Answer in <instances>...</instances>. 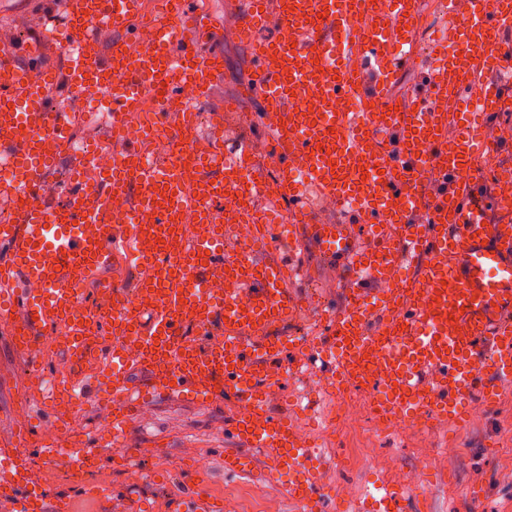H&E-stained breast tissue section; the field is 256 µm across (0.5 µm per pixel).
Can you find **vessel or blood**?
Wrapping results in <instances>:
<instances>
[{
  "instance_id": "1",
  "label": "vessel or blood",
  "mask_w": 512,
  "mask_h": 512,
  "mask_svg": "<svg viewBox=\"0 0 512 512\" xmlns=\"http://www.w3.org/2000/svg\"><path fill=\"white\" fill-rule=\"evenodd\" d=\"M140 2L65 0L62 75L43 62L40 44L0 47V163L13 172L0 183V211L11 216L0 224V323L18 351L64 331L61 350L79 368L61 381L31 362V382L47 388L44 412L0 428V512H78L74 500L45 495L35 464L65 465L78 483L99 461V446L136 463L127 439L153 389L233 399L225 424L239 448L225 454V473L249 472L253 452L262 451L270 478L288 476L297 512H339L321 484L314 443L270 408L271 388L293 378L285 359L306 355L307 370L325 368L334 388L377 390L376 414L391 426L419 404L443 425L463 427L473 399L495 407L512 383V225L488 221L489 210L512 206V193L477 168L487 148L481 130L512 112V97L489 84L468 109V73L458 64L459 52L477 43L479 72L512 73V44L501 39L512 28V0H472L469 17L437 47L435 65L408 98L393 87L410 65L420 0H390L386 12L371 0H238L255 87L264 113L277 118L269 146L281 173H302L284 182L285 197L299 199L310 186L341 200L348 217L323 224L303 207L297 226L262 223L260 237L287 242L284 259L224 247L265 195L252 167L254 142L240 139L230 152L216 143L204 156L188 148L196 117L186 92L204 98L224 72L223 57L206 48L208 17L196 0H157L153 24L163 45L135 52ZM266 25L275 37L258 39ZM94 28L113 34L110 49L91 39ZM341 59L352 61L350 71L337 68ZM158 88L164 95L152 124L174 146L168 170L150 163L143 132L130 126L144 94ZM78 92L106 107L123 151L98 176V146L88 145L72 163L75 201L52 205L47 173L68 146L61 104ZM173 110L181 126H169ZM374 112L382 118L372 124ZM452 120L462 124L453 140ZM187 167L198 174L189 187ZM117 193L128 195V210H113ZM423 209L426 224L416 221ZM309 241L352 272L347 305L325 312L333 338L326 348L283 331L303 306L289 280ZM116 261L137 271L135 287L106 275ZM400 266L420 268L421 284L404 288L388 277ZM219 322L217 344L210 329ZM136 375L148 378L149 390L133 388ZM91 376L101 380L103 430L68 434L58 446L45 427L65 425L62 400ZM424 495L420 485L387 486L369 512H409ZM183 496L187 512H224L192 477Z\"/></svg>"
}]
</instances>
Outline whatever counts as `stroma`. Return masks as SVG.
<instances>
[{"label":"stroma","mask_w":512,"mask_h":512,"mask_svg":"<svg viewBox=\"0 0 512 512\" xmlns=\"http://www.w3.org/2000/svg\"><path fill=\"white\" fill-rule=\"evenodd\" d=\"M424 8L428 20L416 59L394 85L400 96L407 95L432 69L435 58L431 44L435 36L448 34L453 24L441 0H424ZM206 11L213 24L208 48L223 55L224 73L211 93L196 103V110L203 114L219 110L225 100L234 99L240 111H260L261 98L241 93L251 77L253 62L250 45L235 31L237 15L229 9L228 0H207ZM62 17L59 11L46 16L41 0H0V22L8 23L12 39L42 44L48 58L60 69L65 66V56L50 22ZM196 131L200 140L221 141L228 151L244 136L261 146L267 141L260 121H252L244 129L231 116L225 117L222 130H215L203 118L198 120ZM300 264L307 276L293 279L294 290L300 296L342 306L343 270L310 245L301 251ZM29 364V359L0 337V413L13 414ZM230 409V403L221 399L192 402L160 394L148 401L129 441L138 448L159 445L158 455L143 459L142 465L164 473L166 481L138 482L127 468L114 464L110 449L104 448L96 473L108 485L109 499L131 493L146 499L153 512H181L182 469L189 460L203 454L210 458L211 469L198 483L213 497L235 502L237 512H295L284 490L267 482L261 468L245 475L225 473L224 453L233 447L230 435L224 431V415ZM428 436L453 442L454 452L431 463L425 458V438L373 437L364 428L335 424L333 441L322 455L321 482L332 489L343 488L346 512L378 497L379 482L394 484L399 476L413 472L419 473L427 491V512H512V385L504 387L494 410L461 428L442 433L429 430Z\"/></svg>","instance_id":"stroma-1"}]
</instances>
